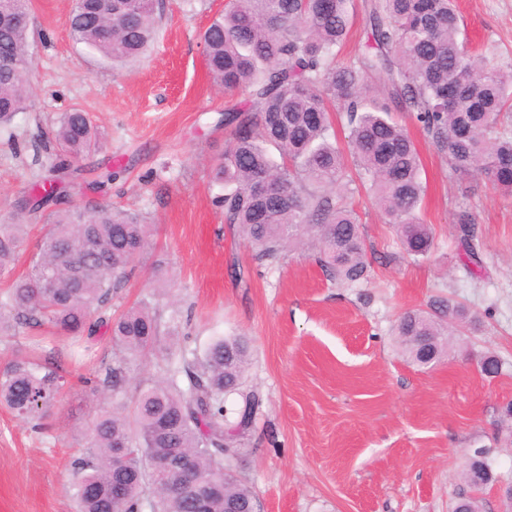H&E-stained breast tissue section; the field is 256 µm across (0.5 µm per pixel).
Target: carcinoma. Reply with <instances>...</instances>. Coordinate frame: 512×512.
<instances>
[{
    "instance_id": "obj_1",
    "label": "carcinoma",
    "mask_w": 512,
    "mask_h": 512,
    "mask_svg": "<svg viewBox=\"0 0 512 512\" xmlns=\"http://www.w3.org/2000/svg\"><path fill=\"white\" fill-rule=\"evenodd\" d=\"M368 49L341 57L354 15L353 0H225L201 36L206 66L227 95L244 93L241 108L224 113L231 128L224 154L214 159L217 202L228 226L261 256H273L304 236L318 261L343 284L368 277L370 263L360 217L350 195L365 189L406 253L425 257L430 227L417 211L425 194L421 159L407 130L393 117L409 112L445 155L453 173H475L512 193V75L466 50L454 0H363ZM163 17L158 0H112L103 16L95 0H75L68 15L72 39L123 64L145 53ZM30 28L0 29V123L30 100ZM350 127L349 155L336 146L335 116ZM54 143L72 162L98 148L87 113H63ZM279 153L276 161L271 150ZM56 195H36L28 219L52 230L41 240L28 272L11 280L0 299V336L20 325L50 326L67 336L91 335L111 324L115 358L105 377L86 378L99 397L81 453L70 461L77 512H257L259 504L224 461L241 445L259 411L258 392L241 389L248 345L240 336L219 338L202 357L182 356L164 379L116 403L133 363L161 345L154 298L142 299L115 321L105 317L126 270L151 245L152 225L110 205L82 210L59 206ZM458 242L466 260L481 265L478 228L458 214ZM25 224L0 225V276H8L26 234ZM397 342L421 367L441 360L448 329L423 310L404 313ZM188 379L178 385L177 375ZM64 377L50 363L27 355L0 370V406L40 426L58 402ZM236 394L242 405L226 407ZM189 462L197 487L163 481L152 462ZM492 480L490 465L473 456L453 512H480L473 493Z\"/></svg>"
}]
</instances>
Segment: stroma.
I'll use <instances>...</instances> for the list:
<instances>
[{
    "label": "stroma",
    "mask_w": 512,
    "mask_h": 512,
    "mask_svg": "<svg viewBox=\"0 0 512 512\" xmlns=\"http://www.w3.org/2000/svg\"><path fill=\"white\" fill-rule=\"evenodd\" d=\"M163 3L154 46L115 67L72 40L71 0H31L30 105L0 125V224L26 221L23 204L55 160L51 130L79 107L101 143L84 163L111 168L112 181L100 192L83 181L61 191L75 207L96 199L156 227L110 313L156 295L165 348L133 365L117 401L132 400L182 355L241 334L249 344L244 385L263 401L230 465L262 512H450L479 447L495 479L478 494L481 512H512L495 487L512 479V444L497 422L498 408L512 402V196L452 173L400 112L427 182L420 216L434 238L430 255L409 256L360 194L353 201L367 280L336 282L307 247L260 257L229 232L211 181L210 162L229 137L224 108L246 101L218 92L205 65L200 35L224 0ZM457 5L472 54L512 73V0ZM462 210L479 230L483 266L473 273L457 247ZM448 301L466 316L448 327L447 357L432 369L413 365L395 340L398 319ZM488 353L503 362L499 376L478 369ZM19 354L53 363L66 385L42 432L0 409V512H74L69 462L97 405L84 379L111 365L110 330L72 337L22 325L0 337V368Z\"/></svg>",
    "instance_id": "35a3bbf8"
}]
</instances>
